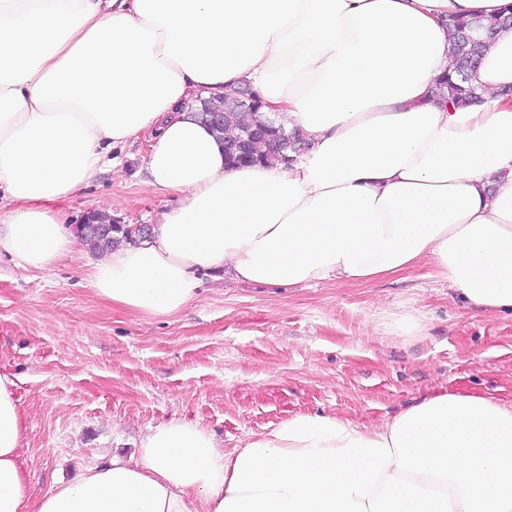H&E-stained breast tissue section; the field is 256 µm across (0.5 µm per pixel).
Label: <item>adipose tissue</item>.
<instances>
[{
	"mask_svg": "<svg viewBox=\"0 0 512 512\" xmlns=\"http://www.w3.org/2000/svg\"><path fill=\"white\" fill-rule=\"evenodd\" d=\"M504 0H0V256L54 268L79 242L62 200L150 132L145 184L175 197L150 239L88 265L93 294L150 318L201 274L366 284L420 266L466 307L512 315V28L432 93L449 16ZM249 85L310 148L230 166L184 103ZM24 411L0 373V512H512V403L434 392L379 425L297 415L232 451L198 423L32 497Z\"/></svg>",
	"mask_w": 512,
	"mask_h": 512,
	"instance_id": "adipose-tissue-1",
	"label": "adipose tissue"
}]
</instances>
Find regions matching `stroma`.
<instances>
[{
  "mask_svg": "<svg viewBox=\"0 0 512 512\" xmlns=\"http://www.w3.org/2000/svg\"><path fill=\"white\" fill-rule=\"evenodd\" d=\"M147 137L64 208L120 203L152 223L172 199L143 183ZM89 251L55 269L0 257V372L14 375L26 417L22 459L31 492L71 480L113 454L136 457L150 427L186 418L235 448L302 414L378 425L448 389L512 401V317L476 315L419 267L366 284L269 287L204 277L195 302L146 318L94 296ZM414 311L419 336H369L373 321Z\"/></svg>",
  "mask_w": 512,
  "mask_h": 512,
  "instance_id": "obj_1",
  "label": "stroma"
}]
</instances>
